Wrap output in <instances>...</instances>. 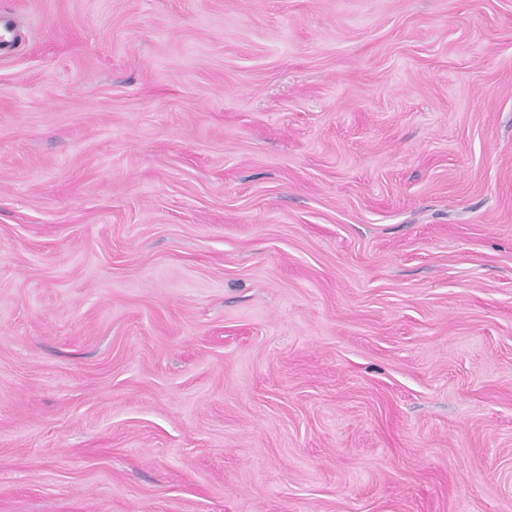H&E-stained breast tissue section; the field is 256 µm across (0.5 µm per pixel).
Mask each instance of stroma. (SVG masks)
<instances>
[{"label":"stroma","mask_w":512,"mask_h":512,"mask_svg":"<svg viewBox=\"0 0 512 512\" xmlns=\"http://www.w3.org/2000/svg\"><path fill=\"white\" fill-rule=\"evenodd\" d=\"M0 13V512H512V0Z\"/></svg>","instance_id":"35a3bbf8"}]
</instances>
